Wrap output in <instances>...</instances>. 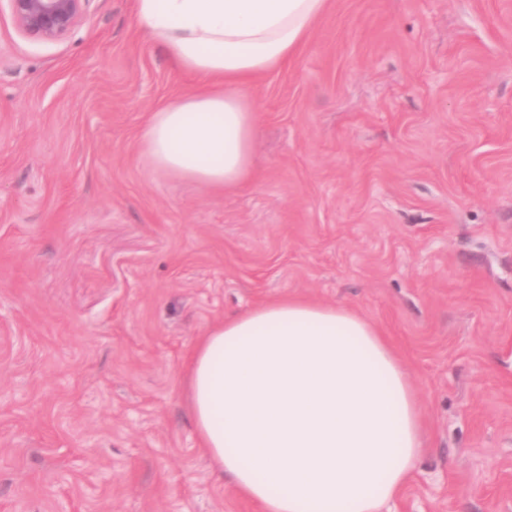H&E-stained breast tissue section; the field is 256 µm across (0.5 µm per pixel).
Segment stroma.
Here are the masks:
<instances>
[{
	"mask_svg": "<svg viewBox=\"0 0 512 512\" xmlns=\"http://www.w3.org/2000/svg\"><path fill=\"white\" fill-rule=\"evenodd\" d=\"M197 83L136 0L55 41L0 0V512H260L181 382L209 324L288 296L372 319L419 393L389 512H512V0H333L245 90L233 192L142 149Z\"/></svg>",
	"mask_w": 512,
	"mask_h": 512,
	"instance_id": "obj_1",
	"label": "stroma"
}]
</instances>
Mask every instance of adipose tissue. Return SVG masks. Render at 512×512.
Returning a JSON list of instances; mask_svg holds the SVG:
<instances>
[{"label":"adipose tissue","instance_id":"1","mask_svg":"<svg viewBox=\"0 0 512 512\" xmlns=\"http://www.w3.org/2000/svg\"><path fill=\"white\" fill-rule=\"evenodd\" d=\"M330 0H136L140 24L197 89L153 112V164L224 191L255 171L241 95L294 58ZM199 448L262 512H382L426 446L416 391L382 331L288 297L212 324L182 379Z\"/></svg>","mask_w":512,"mask_h":512}]
</instances>
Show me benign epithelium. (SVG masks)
I'll return each instance as SVG.
<instances>
[{"label":"benign epithelium","instance_id":"7a95c632","mask_svg":"<svg viewBox=\"0 0 512 512\" xmlns=\"http://www.w3.org/2000/svg\"><path fill=\"white\" fill-rule=\"evenodd\" d=\"M17 27L47 41L60 39L80 22L90 0H8Z\"/></svg>","mask_w":512,"mask_h":512}]
</instances>
